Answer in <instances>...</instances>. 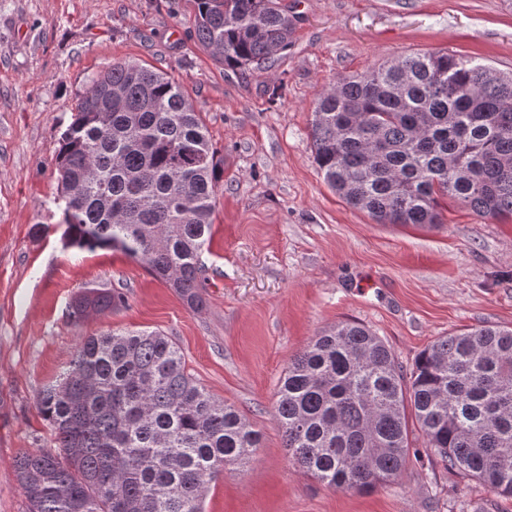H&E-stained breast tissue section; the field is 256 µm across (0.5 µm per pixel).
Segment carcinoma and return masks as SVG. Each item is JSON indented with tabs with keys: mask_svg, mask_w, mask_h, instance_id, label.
Wrapping results in <instances>:
<instances>
[{
	"mask_svg": "<svg viewBox=\"0 0 512 512\" xmlns=\"http://www.w3.org/2000/svg\"><path fill=\"white\" fill-rule=\"evenodd\" d=\"M190 2L197 42L222 66L263 69L292 42L281 0ZM311 141L328 186L378 224L433 226L443 199L512 217V75L472 57L416 53L340 78L315 100ZM55 170L66 245L120 250L188 307L204 306L224 160L173 75L123 61L92 76ZM122 301L92 291L70 317ZM37 408L55 447L13 461L28 512H203L208 484L260 444L159 331L86 337ZM274 409L291 459L331 487L396 478L410 410L445 469L512 498V328L442 336L406 373L380 337L338 323L291 360Z\"/></svg>",
	"mask_w": 512,
	"mask_h": 512,
	"instance_id": "carcinoma-1",
	"label": "carcinoma"
}]
</instances>
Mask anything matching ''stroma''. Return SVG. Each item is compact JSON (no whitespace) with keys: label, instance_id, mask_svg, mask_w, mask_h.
I'll list each match as a JSON object with an SVG mask.
<instances>
[{"label":"stroma","instance_id":"obj_1","mask_svg":"<svg viewBox=\"0 0 512 512\" xmlns=\"http://www.w3.org/2000/svg\"><path fill=\"white\" fill-rule=\"evenodd\" d=\"M283 2L291 46L269 69L235 70L198 45L188 0H0V512H27L15 456L53 445L38 393L84 337L113 329L163 332L262 434L209 485L203 512H512L448 475L416 429L420 458L398 478L368 493L327 486L293 464L273 409L291 359L338 323L365 325L407 371L439 337L512 327V218L452 201L435 228L375 223L328 187L310 137L319 93L405 55L445 50L512 73V0ZM122 60L174 73L224 159L199 310L122 252L62 243L59 139L89 77ZM92 287L126 302L73 321Z\"/></svg>","mask_w":512,"mask_h":512}]
</instances>
